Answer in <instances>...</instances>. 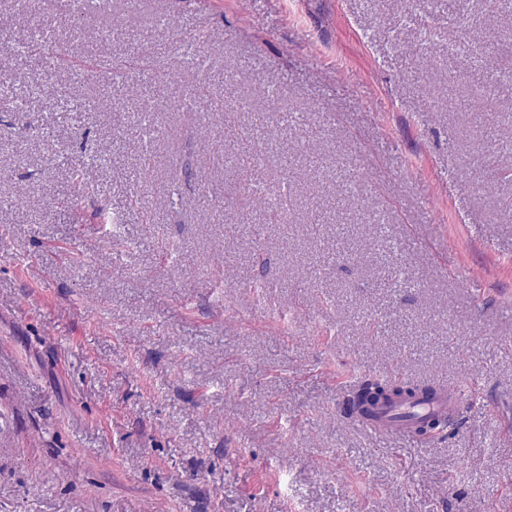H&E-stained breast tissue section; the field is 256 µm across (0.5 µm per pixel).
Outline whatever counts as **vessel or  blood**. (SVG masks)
<instances>
[{"mask_svg": "<svg viewBox=\"0 0 512 512\" xmlns=\"http://www.w3.org/2000/svg\"><path fill=\"white\" fill-rule=\"evenodd\" d=\"M462 401L461 388L451 387L429 396L396 397L380 402L371 412L360 418V425L368 431L392 441L412 440L421 418H443L457 413Z\"/></svg>", "mask_w": 512, "mask_h": 512, "instance_id": "b4317fda", "label": "vessel or blood"}]
</instances>
